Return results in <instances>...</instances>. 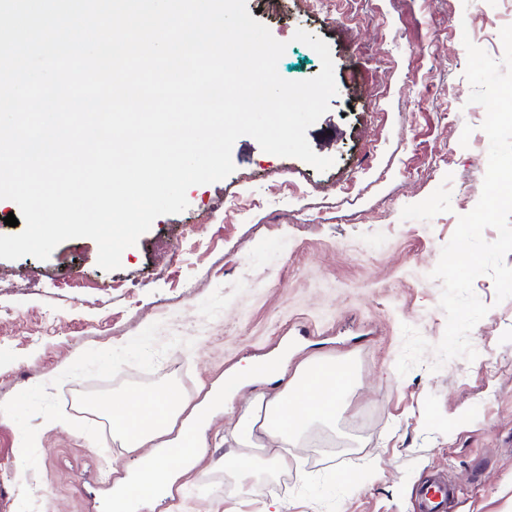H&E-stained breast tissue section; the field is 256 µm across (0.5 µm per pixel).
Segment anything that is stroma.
<instances>
[{"label": "stroma", "mask_w": 512, "mask_h": 512, "mask_svg": "<svg viewBox=\"0 0 512 512\" xmlns=\"http://www.w3.org/2000/svg\"><path fill=\"white\" fill-rule=\"evenodd\" d=\"M247 8L286 43L284 79L321 70L297 30L328 44L337 93L306 136L334 163L320 171L244 135L234 171L191 187L188 207L157 217L119 269H101L87 237L45 260L0 259V512H110L136 457L101 401L143 391L183 398L163 440L197 447L173 466L169 494L138 512H265L274 501L283 512H413L430 473L458 489L449 512H512V298L497 301L478 277L489 311L470 333L477 358L434 372L429 353L396 371L402 325L433 345L443 336L430 274L487 170L486 112L468 101L462 39L502 59L512 0ZM319 356L351 360L362 380L335 425L267 442L265 460L288 459L283 482L225 495V433L255 394L282 387L250 379L249 365L280 358L288 379ZM202 408L211 417L199 424ZM25 434L35 452L23 463Z\"/></svg>", "instance_id": "35a3bbf8"}]
</instances>
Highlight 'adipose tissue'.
Wrapping results in <instances>:
<instances>
[{"label":"adipose tissue","mask_w":512,"mask_h":512,"mask_svg":"<svg viewBox=\"0 0 512 512\" xmlns=\"http://www.w3.org/2000/svg\"><path fill=\"white\" fill-rule=\"evenodd\" d=\"M361 379L353 365L339 364L321 357L307 361L273 397L257 396L238 418L232 440L235 444L261 447L263 441L286 442L298 437L314 422H329L337 405ZM112 409V432L124 447L138 453L136 477L164 496L169 483L166 461L171 449L156 446L166 434L182 401L142 394L135 405L128 406L107 399Z\"/></svg>","instance_id":"obj_1"}]
</instances>
